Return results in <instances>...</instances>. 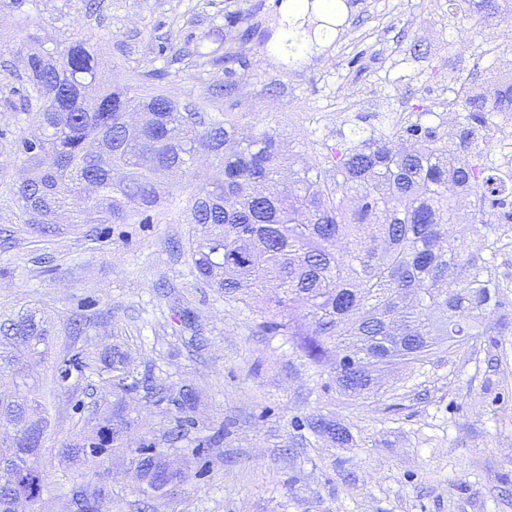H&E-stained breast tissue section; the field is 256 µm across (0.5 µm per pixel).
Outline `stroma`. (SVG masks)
I'll use <instances>...</instances> for the list:
<instances>
[{"instance_id": "obj_1", "label": "stroma", "mask_w": 512, "mask_h": 512, "mask_svg": "<svg viewBox=\"0 0 512 512\" xmlns=\"http://www.w3.org/2000/svg\"><path fill=\"white\" fill-rule=\"evenodd\" d=\"M275 0H35L0 7V87L16 55L66 35L89 39L106 78L139 87L142 60L167 70L162 87L179 103L236 113L241 125H269L289 145L286 166L316 162L312 141L340 127L368 131L399 112H420L461 84L480 81L492 59L480 37L463 40L448 0H352L332 40L299 58L278 49ZM253 12L262 34L240 45L246 59L233 76L204 65L187 72L173 52L190 42L227 41L228 18ZM424 51H413L414 42ZM229 80L233 98L209 86ZM194 180L176 174L159 222L117 224L110 235L61 223L39 237L18 223L10 194L0 195V311L32 308L54 322L51 359L31 371L49 412L48 483L19 512H68L82 465L57 447L75 430L70 396L99 404L108 386L90 376L75 392L55 388L53 359L88 349L120 350L159 388L194 385L198 428L169 449L173 467L210 428H223L206 449L207 471L172 498H145L134 450L145 436L163 439L168 416L143 395L125 399L135 424L114 442L102 469L112 512H512V335L440 351L425 370H385L375 398L341 394L330 366H314L286 337L258 327L263 292L225 300L200 283L188 255L186 221ZM190 311L191 324L181 323ZM347 427L355 442L314 435L315 415Z\"/></svg>"}]
</instances>
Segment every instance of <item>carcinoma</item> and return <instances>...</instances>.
I'll return each instance as SVG.
<instances>
[{"label":"carcinoma","instance_id":"1","mask_svg":"<svg viewBox=\"0 0 512 512\" xmlns=\"http://www.w3.org/2000/svg\"><path fill=\"white\" fill-rule=\"evenodd\" d=\"M455 18L479 34L489 22L512 21V0H448ZM230 41L246 42L258 26L246 13L231 19ZM286 27L296 42L316 44L325 20L308 10ZM85 40L61 39L46 51L20 57L22 84L0 95V110L34 115L11 141L24 177L10 187L18 223L41 235L56 233L59 218L72 224H146L160 215L161 177L194 170L196 156L224 150L221 172L202 178L191 197L189 256L199 281L233 300L267 295L259 326L286 336L314 362L336 373L339 391L353 398L376 395L373 372L400 361L420 369L442 349L482 336L512 334L506 316L484 329L487 315L503 307L498 258L512 252V164L489 162L490 141L481 130L496 115L512 113V59L464 84L453 135L427 125L425 113L402 117L387 129L341 130L338 141L312 143L314 168L282 185L286 146L275 128L246 131L233 113L218 117L199 105L179 107L148 66L137 72L147 94L119 84L99 86L101 62ZM186 67L200 58L233 74L242 56L233 47L208 52L195 44ZM146 113L134 135L127 115ZM469 210L457 212L460 197ZM484 229L474 251L462 247L461 225ZM52 327L32 310L0 315V369L15 375V393L0 400V419L38 435L32 445L0 438V512L36 502L44 488L42 462L48 427L36 383L18 368L42 361ZM106 374L115 400H101L92 415L71 401L80 424L58 452L82 462L104 456L130 421L123 398L144 392L166 405L170 439L198 425L190 386L161 392L116 350L99 360L80 349L58 357L54 381L62 390L90 374ZM314 433L342 444L350 433L325 417L307 420ZM136 477L145 490L171 496L190 478L171 466L148 437L135 449ZM112 496L100 484L72 490L69 512H110Z\"/></svg>","mask_w":512,"mask_h":512}]
</instances>
